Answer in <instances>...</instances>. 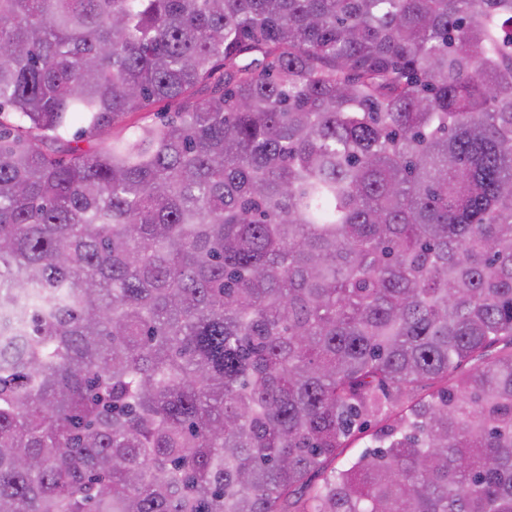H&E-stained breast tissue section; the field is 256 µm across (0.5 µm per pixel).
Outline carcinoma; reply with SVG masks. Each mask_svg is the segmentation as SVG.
<instances>
[{"mask_svg":"<svg viewBox=\"0 0 512 512\" xmlns=\"http://www.w3.org/2000/svg\"><path fill=\"white\" fill-rule=\"evenodd\" d=\"M0 512H512V0H0ZM376 426L374 422L370 426L358 431L347 442L348 448L342 449V455L337 464H346L351 460L357 458L367 447L373 446L375 443L371 440V434L374 432Z\"/></svg>","mask_w":512,"mask_h":512,"instance_id":"1","label":"carcinoma"}]
</instances>
